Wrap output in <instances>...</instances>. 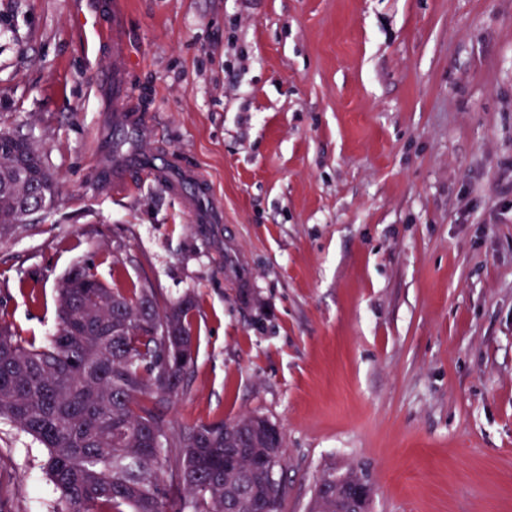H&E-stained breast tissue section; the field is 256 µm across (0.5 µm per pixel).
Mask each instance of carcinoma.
<instances>
[{"instance_id":"cac0c4a2","label":"carcinoma","mask_w":512,"mask_h":512,"mask_svg":"<svg viewBox=\"0 0 512 512\" xmlns=\"http://www.w3.org/2000/svg\"><path fill=\"white\" fill-rule=\"evenodd\" d=\"M57 182L25 135L0 129V241L54 205ZM57 327L44 343L23 340L0 301V418L46 449L43 468L60 493V512H258L250 487L281 512L278 476L284 440L265 446L243 419L178 435L159 408L184 389L192 362L186 296L160 305L146 285L112 288L87 266L56 288ZM246 453L273 466L240 476L224 458Z\"/></svg>"}]
</instances>
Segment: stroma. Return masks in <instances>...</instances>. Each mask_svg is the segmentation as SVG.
Returning <instances> with one entry per match:
<instances>
[{
    "instance_id": "35a3bbf8",
    "label": "stroma",
    "mask_w": 512,
    "mask_h": 512,
    "mask_svg": "<svg viewBox=\"0 0 512 512\" xmlns=\"http://www.w3.org/2000/svg\"><path fill=\"white\" fill-rule=\"evenodd\" d=\"M116 30L143 117L119 158ZM19 126L59 192L0 242L23 339L76 265L192 294L162 414L279 425L281 512L348 470L371 512H512V0H0ZM171 156L217 223L142 180ZM45 453L0 419V512H53Z\"/></svg>"
}]
</instances>
